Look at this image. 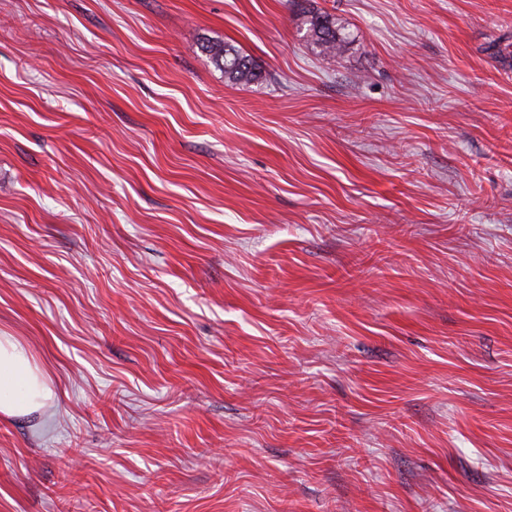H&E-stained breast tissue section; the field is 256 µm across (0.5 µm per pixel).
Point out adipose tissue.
<instances>
[{
	"instance_id": "adipose-tissue-1",
	"label": "adipose tissue",
	"mask_w": 512,
	"mask_h": 512,
	"mask_svg": "<svg viewBox=\"0 0 512 512\" xmlns=\"http://www.w3.org/2000/svg\"><path fill=\"white\" fill-rule=\"evenodd\" d=\"M53 398L51 383L25 342L0 331V416L42 413Z\"/></svg>"
}]
</instances>
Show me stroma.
I'll use <instances>...</instances> for the list:
<instances>
[{
    "instance_id": "obj_1",
    "label": "stroma",
    "mask_w": 512,
    "mask_h": 512,
    "mask_svg": "<svg viewBox=\"0 0 512 512\" xmlns=\"http://www.w3.org/2000/svg\"><path fill=\"white\" fill-rule=\"evenodd\" d=\"M0 330V512H512V0H0ZM308 21L306 37L319 54L336 56L345 50L348 37L341 32V28L336 27V18L331 14H314ZM202 48L216 67L224 72V78L235 83H249L257 77L252 60L224 42L207 41ZM53 398V387L25 342L0 330V416L40 414Z\"/></svg>"
}]
</instances>
